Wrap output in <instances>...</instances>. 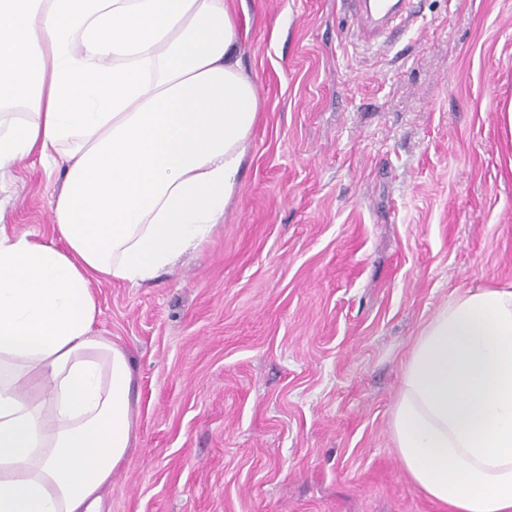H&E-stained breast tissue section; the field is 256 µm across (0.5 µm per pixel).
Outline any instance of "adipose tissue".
<instances>
[{"mask_svg":"<svg viewBox=\"0 0 512 512\" xmlns=\"http://www.w3.org/2000/svg\"><path fill=\"white\" fill-rule=\"evenodd\" d=\"M258 109L231 0H0V184L27 158L63 172L51 238L0 225V512H101L133 368L93 335L90 284L152 282L213 234ZM391 429L433 500L512 512V289L423 326Z\"/></svg>","mask_w":512,"mask_h":512,"instance_id":"adipose-tissue-1","label":"adipose tissue"}]
</instances>
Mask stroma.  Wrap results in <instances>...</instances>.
I'll list each match as a JSON object with an SVG mask.
<instances>
[{
	"mask_svg": "<svg viewBox=\"0 0 512 512\" xmlns=\"http://www.w3.org/2000/svg\"><path fill=\"white\" fill-rule=\"evenodd\" d=\"M260 110L224 222L173 272L93 284L134 363L105 512H447L391 420L421 327L512 286V0H415L393 44L339 0H232ZM62 172L0 222L49 235Z\"/></svg>",
	"mask_w": 512,
	"mask_h": 512,
	"instance_id": "35a3bbf8",
	"label": "stroma"
}]
</instances>
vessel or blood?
<instances>
[{
	"instance_id": "vessel-or-blood-1",
	"label": "vessel or blood",
	"mask_w": 512,
	"mask_h": 512,
	"mask_svg": "<svg viewBox=\"0 0 512 512\" xmlns=\"http://www.w3.org/2000/svg\"><path fill=\"white\" fill-rule=\"evenodd\" d=\"M349 15L353 30L366 48H374L377 40L390 38L405 30L417 14L413 0H340Z\"/></svg>"
}]
</instances>
